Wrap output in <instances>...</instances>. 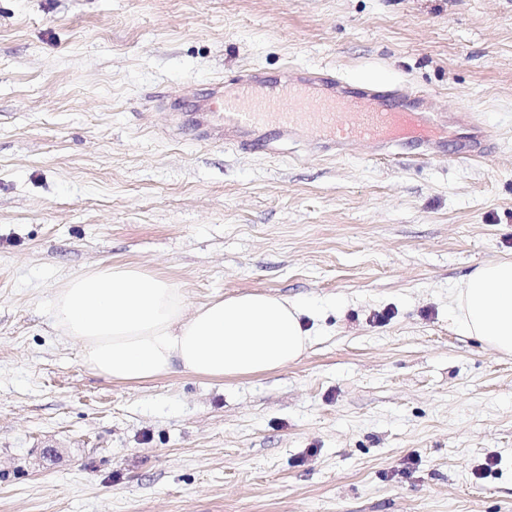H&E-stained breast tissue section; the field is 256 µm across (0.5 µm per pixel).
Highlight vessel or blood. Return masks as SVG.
<instances>
[{"instance_id":"1","label":"vessel or blood","mask_w":512,"mask_h":512,"mask_svg":"<svg viewBox=\"0 0 512 512\" xmlns=\"http://www.w3.org/2000/svg\"><path fill=\"white\" fill-rule=\"evenodd\" d=\"M340 79L307 67H292L278 85L265 87L254 72L241 75L231 94L213 88L204 107L192 118L174 112L176 130L193 129L199 143H221L251 148L256 133L274 128L277 134L306 131L310 141L325 151L363 146L390 151L408 138L418 139L427 152H441L447 130L435 112L402 109L404 92L398 88H363L342 94ZM483 139H461L454 156L462 162L484 157Z\"/></svg>"}]
</instances>
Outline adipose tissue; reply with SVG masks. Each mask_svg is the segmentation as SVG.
<instances>
[{"label": "adipose tissue", "instance_id": "adipose-tissue-1", "mask_svg": "<svg viewBox=\"0 0 512 512\" xmlns=\"http://www.w3.org/2000/svg\"><path fill=\"white\" fill-rule=\"evenodd\" d=\"M50 314L80 343L84 364L117 384L174 373L253 377L299 360L312 344L301 302L248 293L192 306L172 281L132 265L69 279ZM454 323L460 333L512 354V261L481 265L466 278L454 296Z\"/></svg>", "mask_w": 512, "mask_h": 512}]
</instances>
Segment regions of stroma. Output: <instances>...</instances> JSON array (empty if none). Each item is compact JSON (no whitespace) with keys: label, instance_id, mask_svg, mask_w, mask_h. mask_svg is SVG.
I'll use <instances>...</instances> for the list:
<instances>
[{"label":"stroma","instance_id":"35a3bbf8","mask_svg":"<svg viewBox=\"0 0 512 512\" xmlns=\"http://www.w3.org/2000/svg\"><path fill=\"white\" fill-rule=\"evenodd\" d=\"M299 64L472 112L485 157H332L168 132ZM512 259V0H0V512H512V355L452 297ZM127 264L190 302L303 300L243 379L94 375L57 290Z\"/></svg>","mask_w":512,"mask_h":512}]
</instances>
